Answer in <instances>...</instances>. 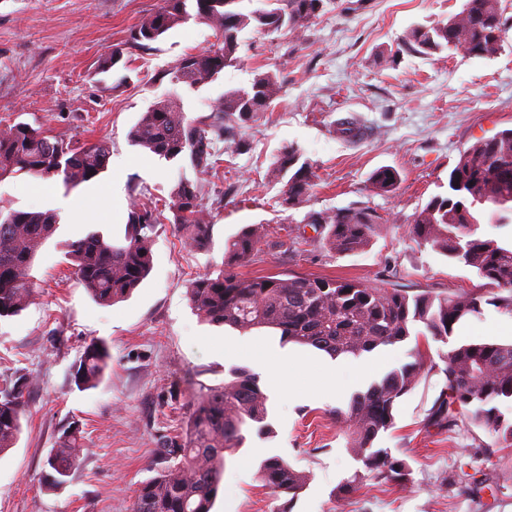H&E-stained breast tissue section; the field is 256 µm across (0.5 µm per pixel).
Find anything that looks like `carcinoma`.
Wrapping results in <instances>:
<instances>
[{"instance_id":"1","label":"carcinoma","mask_w":512,"mask_h":512,"mask_svg":"<svg viewBox=\"0 0 512 512\" xmlns=\"http://www.w3.org/2000/svg\"><path fill=\"white\" fill-rule=\"evenodd\" d=\"M266 8L246 12L242 0H162L159 9L132 30L137 48L147 49L169 30L193 17L212 28L216 43L183 57L163 73L174 85L198 88L240 62V34L254 24L271 32L286 29L299 35L324 10V0H264ZM195 14H190L189 9ZM506 0H465L460 12L432 25L409 27L397 52L429 56L462 49L470 57L496 54L512 28ZM283 82L273 71L258 74L250 86L224 93L206 124L187 119L174 94L143 112L129 133L132 145L166 161L182 160L198 174L217 173L221 152L240 153L244 143L232 136L233 124L270 109ZM224 143V149L218 143ZM290 145L277 155L268 176L288 177L282 203L299 205L314 187L311 165ZM110 146L104 140L73 143L49 134L43 126L19 122L0 130V181L20 175L59 178L65 187L89 182L104 172ZM399 174L382 167L370 176L378 193L396 189ZM169 208L175 228L189 244H204L211 225L204 221L202 185L179 179ZM162 211L132 196L123 240L99 230L60 243L64 257L90 297L102 305L128 298L152 270V246ZM324 249L339 255L365 252L375 236V217L368 208H340L306 218ZM487 222L495 228L512 224V129L481 138L462 150L448 172V194L432 197L411 218L406 232L483 281L479 291L439 295L409 294L396 288L291 275L244 278L237 268L255 260L267 232L253 224L224 243V270L200 275L189 288L191 305L206 323L241 332L269 330L284 342L311 347L331 357L359 356L381 346L405 341L416 328L445 341L461 321L482 314V304L512 313V245L493 236H476L474 227ZM59 216L54 210L0 209V319L24 310L36 283L31 274L41 247L54 235ZM414 361L387 373L356 394L345 413L347 447L376 479L399 486L411 482L408 463L376 447L379 436L393 427L397 401L425 375L420 349ZM105 344H88L72 366V381L81 391L98 386L109 367ZM445 383L427 415L428 423L450 427L457 410L467 408L470 422L488 432V453L512 447V414L498 404L512 401V342L462 343L448 353ZM31 384L22 370L0 375V454L16 443L24 415V393ZM267 400L260 378L233 370L219 386L203 388L193 401L185 436L165 448L164 465L136 491L132 512H211L224 473L226 456L242 447L253 427L269 431ZM79 422L60 430L48 452L45 484L57 489L69 482L79 463ZM264 486L274 493L295 495L307 476L278 456L261 465Z\"/></svg>"}]
</instances>
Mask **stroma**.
Listing matches in <instances>:
<instances>
[{"mask_svg":"<svg viewBox=\"0 0 512 512\" xmlns=\"http://www.w3.org/2000/svg\"><path fill=\"white\" fill-rule=\"evenodd\" d=\"M464 0H325L302 36L249 27L241 35V63L195 89L176 88L162 74L214 41L212 29L189 19L150 49L129 46L133 27L161 0H0V128L26 122L80 142L106 140L107 170L76 188L56 179L19 176L0 182V208L56 210L54 241L39 252L38 288L20 315L0 320V374L29 372L33 384L22 433L0 454V512H132L140 484L155 476L167 441L183 434L201 387L223 383L231 370L262 374L256 351L275 346L277 334H242L202 322L189 301L192 281L224 267V241L249 224L268 237L241 276L304 274L354 280L416 294L476 291L481 282L406 234L412 215L448 192V172L461 151L480 138L512 128V32L490 58L445 50L426 57L396 54L412 25H428L459 12ZM124 51L109 72L98 65L112 49ZM279 72L283 89L273 108L237 125L245 152L224 155L218 174L196 176L188 163L166 162L128 140L130 128L155 101L178 93L188 119L212 113L225 91L248 86L256 74ZM354 119L369 136L348 140L338 120ZM300 148L315 172L302 205L281 204L280 182L266 173L287 145ZM395 169L394 192L373 191L369 177ZM200 179L209 240L189 245L166 205L180 177ZM163 205L153 243V268L132 296L112 306L96 303L78 283L59 244L92 228L124 235L132 191ZM367 207L377 217L371 248L341 256L313 239L297 251L277 248L311 212ZM107 345L112 360L95 389L78 390L69 369L86 344ZM512 341V316L484 306L445 341L385 347L370 378L379 380L411 360L421 346L433 364L394 409L395 424L377 441L406 461L413 481L383 483L354 456L341 413L357 391L339 378L323 392L319 352L297 348L299 365L285 372L287 392L271 393V432H250L229 456L213 512H512V448L487 455V432L466 420L429 425L427 414L445 383L448 353L472 341ZM249 347L238 354L237 345ZM81 424L82 452L69 483L45 485L44 460L58 431ZM279 456L308 475L295 497L274 495L257 477L262 460ZM358 487L338 499V486Z\"/></svg>","mask_w":512,"mask_h":512,"instance_id":"obj_1","label":"stroma"}]
</instances>
